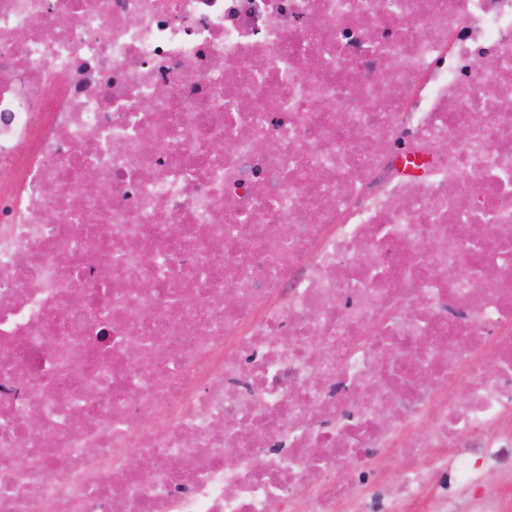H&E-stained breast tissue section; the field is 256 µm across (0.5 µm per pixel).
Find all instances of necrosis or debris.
Masks as SVG:
<instances>
[{
    "mask_svg": "<svg viewBox=\"0 0 512 512\" xmlns=\"http://www.w3.org/2000/svg\"><path fill=\"white\" fill-rule=\"evenodd\" d=\"M0 512H512V0H0Z\"/></svg>",
    "mask_w": 512,
    "mask_h": 512,
    "instance_id": "obj_1",
    "label": "necrosis or debris"
}]
</instances>
